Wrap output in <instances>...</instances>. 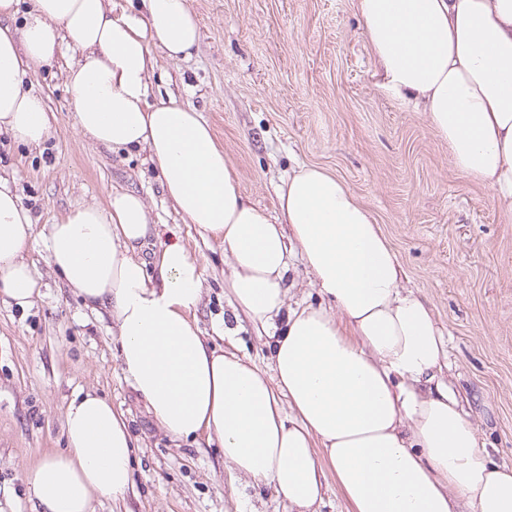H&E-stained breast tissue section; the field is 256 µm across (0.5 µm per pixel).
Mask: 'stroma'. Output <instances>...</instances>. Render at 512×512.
Masks as SVG:
<instances>
[{"mask_svg":"<svg viewBox=\"0 0 512 512\" xmlns=\"http://www.w3.org/2000/svg\"><path fill=\"white\" fill-rule=\"evenodd\" d=\"M189 2L200 43L181 60L155 52L149 102L173 95L200 112L243 194L268 215L297 164L346 181L389 237L404 286L448 334L451 384L471 397L490 458L512 466V220L453 168L423 115L383 87L355 0ZM73 56L64 50L30 77L54 114L51 137L33 147L0 135V177L35 223L26 259L40 286L27 308L0 302V512H33L23 473L63 451L66 406L83 388L125 412L134 441V496L95 499L94 512H285L270 488L236 476L217 448L163 433L120 369L110 317L87 309L48 261L49 225L107 206L112 191L134 192L155 224L143 258L180 239L204 269L199 326L222 333L223 245L183 222L146 151H112L81 136L66 84Z\"/></svg>","mask_w":512,"mask_h":512,"instance_id":"obj_1","label":"stroma"}]
</instances>
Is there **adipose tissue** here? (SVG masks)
<instances>
[{
  "label": "adipose tissue",
  "instance_id": "1",
  "mask_svg": "<svg viewBox=\"0 0 512 512\" xmlns=\"http://www.w3.org/2000/svg\"><path fill=\"white\" fill-rule=\"evenodd\" d=\"M0 0V130L40 145L51 123L26 91L31 67L64 44L80 52L67 84L80 133L110 149H146L185 223L228 254L233 339L250 322L270 366L219 348L196 319L203 269L181 241L145 262L152 225L137 194L76 209L50 225V264L87 306L103 307L125 378L175 441L219 443L224 461L271 487L287 512H318L336 484L351 512H512V468L493 462L478 425L439 383L446 341L374 213L344 180L299 166L278 193V217L252 206L211 127L175 100L148 104L153 50L189 56L199 41L189 0ZM383 83L447 142L456 170L512 220V0H356ZM28 211L0 182V299L25 308L38 282L25 259ZM301 257L323 302L288 304V253ZM66 449L27 468L33 512H90L132 486L133 439L107 399L70 400Z\"/></svg>",
  "mask_w": 512,
  "mask_h": 512
}]
</instances>
